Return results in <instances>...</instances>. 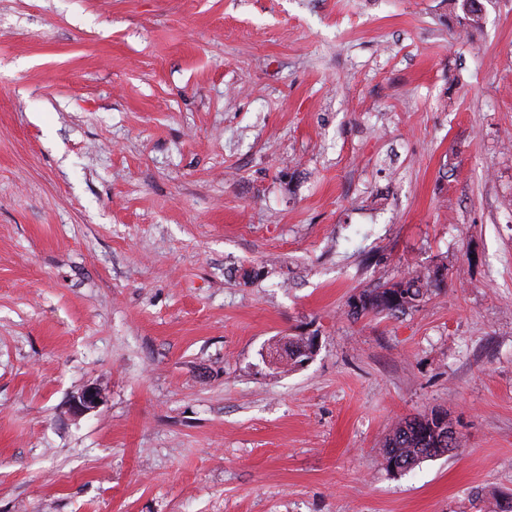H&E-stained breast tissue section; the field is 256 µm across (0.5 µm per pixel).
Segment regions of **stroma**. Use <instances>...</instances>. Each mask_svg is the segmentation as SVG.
Segmentation results:
<instances>
[{
  "mask_svg": "<svg viewBox=\"0 0 512 512\" xmlns=\"http://www.w3.org/2000/svg\"><path fill=\"white\" fill-rule=\"evenodd\" d=\"M481 3L0 0V512L512 496V0ZM433 411L460 447L388 473ZM437 275L436 272L434 279L430 275L426 278L409 275L401 278L388 288L366 290L350 303L352 314L358 316L369 311L386 312L390 315L404 313L406 310L418 306L425 294L423 290L426 289L427 291V288L424 287L433 282L437 285V281H439Z\"/></svg>",
  "mask_w": 512,
  "mask_h": 512,
  "instance_id": "stroma-1",
  "label": "stroma"
}]
</instances>
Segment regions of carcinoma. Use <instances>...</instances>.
Returning <instances> with one entry per match:
<instances>
[{
    "mask_svg": "<svg viewBox=\"0 0 512 512\" xmlns=\"http://www.w3.org/2000/svg\"><path fill=\"white\" fill-rule=\"evenodd\" d=\"M465 6L468 7V12L456 15L458 26L463 29L479 27L482 15L477 0H461L460 7ZM433 282H437V279L409 275L388 288L366 290L350 303L352 313L356 315L369 311L386 312L390 315L404 313L418 306L424 297V287ZM305 347L304 337H293L288 341V357L280 358V362H298V359L304 357ZM459 445L458 440L450 443L435 436L429 429L428 415L415 416L404 420L394 428L383 448L384 466L387 470L394 466L399 472L405 471Z\"/></svg>",
    "mask_w": 512,
    "mask_h": 512,
    "instance_id": "carcinoma-1",
    "label": "carcinoma"
}]
</instances>
